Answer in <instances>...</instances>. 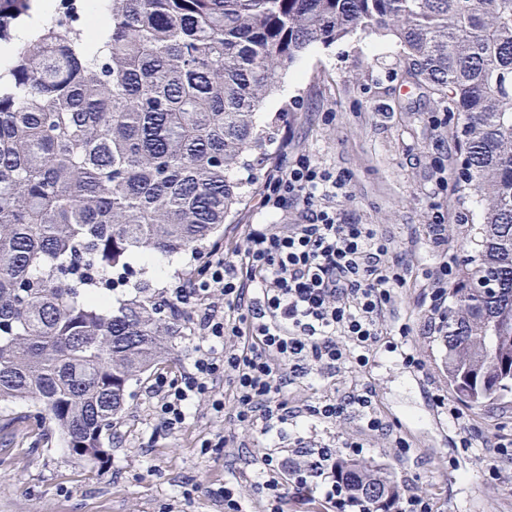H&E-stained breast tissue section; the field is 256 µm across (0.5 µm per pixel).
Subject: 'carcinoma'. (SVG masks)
Here are the masks:
<instances>
[{"label":"carcinoma","mask_w":512,"mask_h":512,"mask_svg":"<svg viewBox=\"0 0 512 512\" xmlns=\"http://www.w3.org/2000/svg\"><path fill=\"white\" fill-rule=\"evenodd\" d=\"M32 0H0V40ZM104 46L53 18L0 91V402L29 401L67 447L95 448L131 382L174 355L178 319L93 290L137 257L199 255L267 156L254 114L316 43L383 32L405 73L448 104L463 183L481 208L448 291V387L473 409L512 403V0H100ZM368 512L392 472L340 459Z\"/></svg>","instance_id":"cac0c4a2"}]
</instances>
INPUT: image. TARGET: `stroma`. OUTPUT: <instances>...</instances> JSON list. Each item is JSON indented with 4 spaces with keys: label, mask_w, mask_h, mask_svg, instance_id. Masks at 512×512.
<instances>
[{
    "label": "stroma",
    "mask_w": 512,
    "mask_h": 512,
    "mask_svg": "<svg viewBox=\"0 0 512 512\" xmlns=\"http://www.w3.org/2000/svg\"><path fill=\"white\" fill-rule=\"evenodd\" d=\"M402 59L403 48L392 35L360 34L315 44L282 71L276 91L256 114L259 128L272 136L269 160L233 171L236 179L253 175L254 192L225 225L221 244L232 250L242 225L285 224L297 214L295 203L274 215L257 213L256 193L274 168L305 154L347 172L338 212L391 237L409 273L385 317L389 342L371 366L302 385L296 397L314 402L351 383L368 384L378 410L412 448L403 453L389 440L363 435L352 412L336 423L314 425L309 437L333 446L363 440L362 458L393 472L403 494L432 498L436 512H512V466L505 467L503 481H494L481 449L459 446L467 425L484 436L512 434V406L465 408L460 426L426 394L431 386L448 388L443 343L424 330L423 272L436 260L427 226L435 212H443L449 246L462 249L468 225L480 221V206L473 192L456 187L455 144L449 126L439 121L444 105L408 79ZM197 265L186 255L137 259L112 298H128L144 283L150 295L159 296ZM404 324L411 328L406 337L398 334ZM393 344L418 356L423 373L405 368L397 352H390ZM153 379L148 373L132 386L117 426L103 438L109 457L102 464L66 448L46 429L39 408L0 403V512H224L221 492L233 481L240 485L245 512H260L251 479L264 454L283 455L292 439L269 441L254 430L225 425L204 401L182 429H161L148 392Z\"/></svg>",
    "instance_id": "1"
}]
</instances>
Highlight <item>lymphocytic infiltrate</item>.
Here are the masks:
<instances>
[{"label": "lymphocytic infiltrate", "instance_id": "f902f5d3", "mask_svg": "<svg viewBox=\"0 0 512 512\" xmlns=\"http://www.w3.org/2000/svg\"><path fill=\"white\" fill-rule=\"evenodd\" d=\"M347 183L346 172L305 155L274 169L259 193L260 210H280L293 200L302 206L301 221L246 225L244 245L233 257L213 247L165 295V304L201 343L192 371L176 380L158 376L150 386L161 428H182L204 398L226 423L259 429L265 437H283L290 426L333 423L355 409L366 432L409 452V440L377 412L372 387L353 384L312 405L290 402L300 383L369 366L384 336L385 313L406 281V266L391 258L393 240L337 211L336 198ZM428 236L437 250L426 274L435 317L429 329L435 333L458 255L448 246L444 214L434 217ZM224 376L233 383L228 400L216 388ZM336 461L334 448L311 446L300 434L291 455L265 454L253 482L263 512H283L287 478L298 497L323 492L326 504L340 512L347 501Z\"/></svg>", "mask_w": 512, "mask_h": 512}]
</instances>
